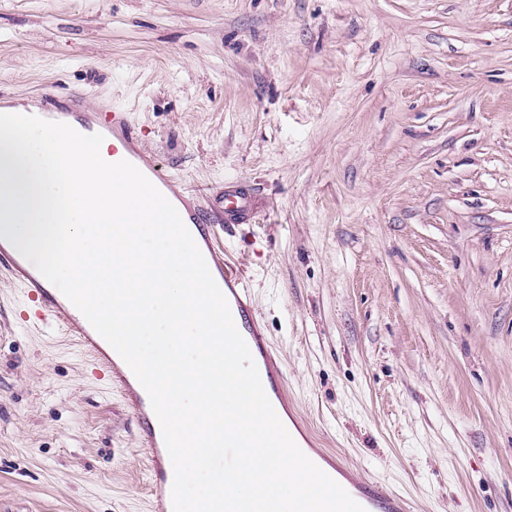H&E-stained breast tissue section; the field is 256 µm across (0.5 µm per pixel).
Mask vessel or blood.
Segmentation results:
<instances>
[{
    "instance_id": "vessel-or-blood-1",
    "label": "vessel or blood",
    "mask_w": 512,
    "mask_h": 512,
    "mask_svg": "<svg viewBox=\"0 0 512 512\" xmlns=\"http://www.w3.org/2000/svg\"><path fill=\"white\" fill-rule=\"evenodd\" d=\"M78 113L47 112V121L79 125L80 132L100 134L104 139L118 142L113 161L126 160L136 166L153 185L167 197L176 190L166 170L148 158L140 148L139 134L123 112L83 111V98H75ZM219 205L223 221L244 224L251 221L257 210V201L250 190L238 185L225 186ZM178 212L206 260L217 285L224 293L235 325L247 343L263 388L271 402H283L281 379L283 373L266 337L257 323L248 283L230 272L224 262V245L215 224L208 221L198 208L183 204ZM7 273L24 288L32 310L26 321L33 325H54L57 330L72 336L91 362V372L107 379L123 393L141 433V444L148 449V472L153 489V512H173L171 490L173 467L164 442L160 423L152 409L148 394L138 385L134 373L113 347L90 325L82 313L41 274L26 269L19 254L0 245V273ZM353 499L365 512H405L406 503L395 495L367 486L352 493Z\"/></svg>"
}]
</instances>
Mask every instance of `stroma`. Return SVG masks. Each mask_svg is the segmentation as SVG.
<instances>
[{"label":"stroma","mask_w":512,"mask_h":512,"mask_svg":"<svg viewBox=\"0 0 512 512\" xmlns=\"http://www.w3.org/2000/svg\"><path fill=\"white\" fill-rule=\"evenodd\" d=\"M127 111L224 226L316 447L512 512V0H0V106ZM0 276V512H151L123 395ZM218 201L221 209L220 224H245L256 214L257 201L245 187L224 185V191L220 193Z\"/></svg>","instance_id":"obj_1"}]
</instances>
